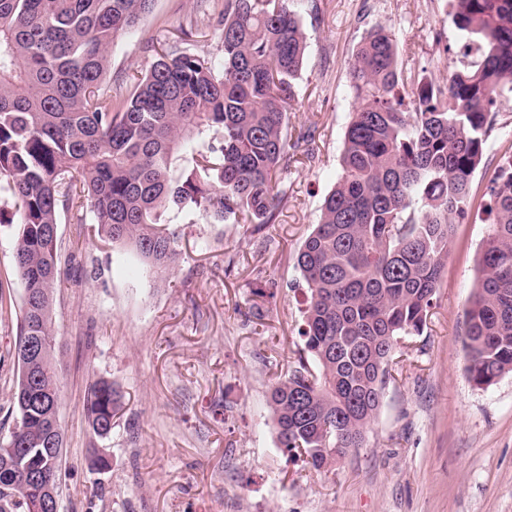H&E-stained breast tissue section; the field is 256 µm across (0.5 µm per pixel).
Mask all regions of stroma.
<instances>
[{"label": "stroma", "mask_w": 512, "mask_h": 512, "mask_svg": "<svg viewBox=\"0 0 512 512\" xmlns=\"http://www.w3.org/2000/svg\"><path fill=\"white\" fill-rule=\"evenodd\" d=\"M303 15L309 40L288 112L294 159L276 223L210 224L176 214L180 259L146 275L140 259L100 240L92 217L61 213V268L53 297L55 361L65 436L59 512H512V373L480 389L466 372L465 312L490 221L484 192L495 150L512 145V97L502 100L473 200L455 225L447 268L422 335L401 341L365 447L331 471L308 474L279 447L270 389L304 342V290L296 255L339 173L355 102L349 65L372 28L395 32L406 75L446 83L460 68L448 0H316ZM224 0H155L112 46L100 85L115 94L144 75L156 49L222 62ZM311 131L312 141L299 134ZM0 319V437L12 428L18 382L14 341L21 286ZM123 395L109 436L89 427L83 401L98 379ZM110 466L91 471L89 449Z\"/></svg>", "instance_id": "1"}]
</instances>
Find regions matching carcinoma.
Segmentation results:
<instances>
[{"instance_id": "obj_1", "label": "carcinoma", "mask_w": 512, "mask_h": 512, "mask_svg": "<svg viewBox=\"0 0 512 512\" xmlns=\"http://www.w3.org/2000/svg\"><path fill=\"white\" fill-rule=\"evenodd\" d=\"M153 2L0 0V223L19 224L13 275L24 288L15 352L32 337L41 346L19 364L14 425L0 448L18 449L24 465H51L56 478L62 457L52 463L44 448L64 445L49 415L61 397L52 321L60 212L79 224L93 213L101 240L133 251L152 275L180 255L167 212L273 224L286 194L278 175L294 148L287 112L307 47L297 0H224L221 68L189 50L161 51L124 91L102 96L115 39ZM451 5L476 58L446 84L406 75L385 26L362 39L350 67L356 108L340 173L297 256L310 360L298 359L270 394L280 447L317 474L363 447L399 342L423 334L453 224L512 94V0ZM178 152L191 167L174 169ZM487 195L492 222L464 328L479 388L512 372V171L493 176ZM122 398L108 380L91 385L84 410L96 434L112 432ZM40 495V485L0 473V512H31Z\"/></svg>"}]
</instances>
